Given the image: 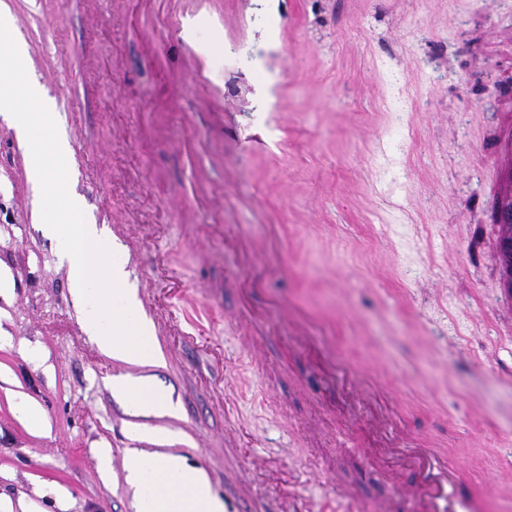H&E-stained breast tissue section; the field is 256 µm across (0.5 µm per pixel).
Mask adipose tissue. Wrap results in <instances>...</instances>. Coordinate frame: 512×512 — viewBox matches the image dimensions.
<instances>
[{"label": "adipose tissue", "mask_w": 512, "mask_h": 512, "mask_svg": "<svg viewBox=\"0 0 512 512\" xmlns=\"http://www.w3.org/2000/svg\"><path fill=\"white\" fill-rule=\"evenodd\" d=\"M117 393L127 406L154 413L175 414L176 408L155 381L143 376L121 381ZM127 479L135 489L137 512H223L212 494L206 475L170 455L128 453Z\"/></svg>", "instance_id": "1"}]
</instances>
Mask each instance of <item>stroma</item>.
Listing matches in <instances>:
<instances>
[{
  "label": "stroma",
  "mask_w": 512,
  "mask_h": 512,
  "mask_svg": "<svg viewBox=\"0 0 512 512\" xmlns=\"http://www.w3.org/2000/svg\"><path fill=\"white\" fill-rule=\"evenodd\" d=\"M34 88L82 137L81 208L123 231L177 416L116 398L66 264L27 216L29 159L0 119V498L136 512L123 461L171 433L237 512H317L347 488L419 512L429 449L456 495L512 460V297L493 260L512 133V0H41ZM207 56L213 100L182 79ZM193 150V165L184 154ZM290 317H283V310ZM367 395H355L350 371ZM431 377V392L417 386ZM50 424L28 433L14 401Z\"/></svg>",
  "instance_id": "1"
}]
</instances>
